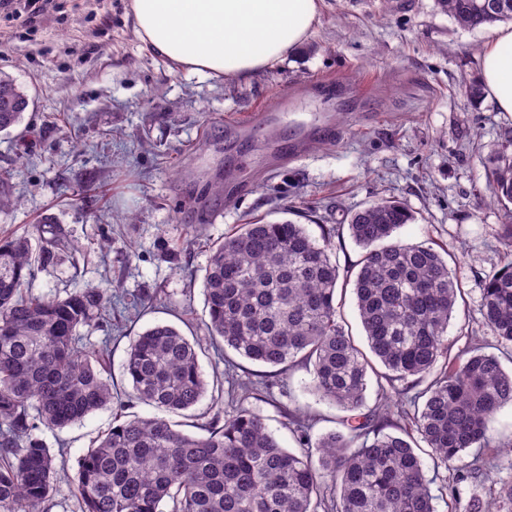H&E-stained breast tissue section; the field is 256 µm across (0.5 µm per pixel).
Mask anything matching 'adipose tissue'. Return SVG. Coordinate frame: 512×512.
Returning a JSON list of instances; mask_svg holds the SVG:
<instances>
[{
	"instance_id": "1",
	"label": "adipose tissue",
	"mask_w": 512,
	"mask_h": 512,
	"mask_svg": "<svg viewBox=\"0 0 512 512\" xmlns=\"http://www.w3.org/2000/svg\"><path fill=\"white\" fill-rule=\"evenodd\" d=\"M321 0H130L141 42L176 69L243 80L274 67L319 22ZM480 80L498 111L512 114V26L494 30Z\"/></svg>"
}]
</instances>
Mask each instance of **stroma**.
<instances>
[{
  "instance_id": "35a3bbf8",
  "label": "stroma",
  "mask_w": 512,
  "mask_h": 512,
  "mask_svg": "<svg viewBox=\"0 0 512 512\" xmlns=\"http://www.w3.org/2000/svg\"><path fill=\"white\" fill-rule=\"evenodd\" d=\"M128 0L49 12L0 52V71L25 89L30 104L20 126L0 133V194L17 207L0 213V235L28 236L40 247L44 218L78 246L39 266L33 294L54 296L89 286L112 290V321L92 328L88 343L108 345L121 393L131 390L122 365L132 335L157 323L199 335L207 318L202 278L205 240H219L254 219L291 220L320 236L325 224L393 197L415 214L397 236L448 247L449 266L464 289L448 327L455 347L466 329L497 351L482 326L484 278L512 264L502 240L503 211L488 198L487 165L512 140V114L489 96L470 99L491 28L465 30L434 0H323L307 41L283 62L244 81L177 71L137 37ZM277 107L273 136L244 141L227 124ZM324 125L337 135L316 137ZM302 156L284 158L278 145L302 133ZM207 213L208 223L197 220ZM225 411L240 405L267 417L281 445L298 444L277 408L235 388L266 367L207 347L206 380L225 359ZM304 367L284 381L281 401L316 407L312 437L336 429V409L317 402ZM114 407L63 430H42L48 447L67 449L50 512H77L71 495L76 460L112 424ZM479 484L434 502L436 512H474L512 480V406L496 415Z\"/></svg>"
}]
</instances>
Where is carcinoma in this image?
<instances>
[{
	"instance_id": "cac0c4a2",
	"label": "carcinoma",
	"mask_w": 512,
	"mask_h": 512,
	"mask_svg": "<svg viewBox=\"0 0 512 512\" xmlns=\"http://www.w3.org/2000/svg\"><path fill=\"white\" fill-rule=\"evenodd\" d=\"M464 29L512 22V0H435ZM27 94L0 72V133L18 125ZM487 188L504 214L503 240L512 247V150L491 159ZM415 220L394 198H381L349 215L348 231L363 253L355 275H340L326 224L316 239L303 224L236 225L209 247L202 279L208 320L204 338L189 340L157 324L133 337L123 372L131 396L172 412L189 411L208 382L198 360L202 341L283 377L309 369L319 400L346 412L341 431L311 443L319 415L279 406L284 425L302 446L279 444L261 412L240 407L213 415L204 436L185 434L163 418H122L91 441L76 460L79 512H436L429 467L408 437L390 432L398 417L429 448L433 466L450 467L474 448L466 469L444 489L486 475L482 449L498 411L512 404V373L478 344L452 352L448 325L460 288L444 254L407 243L396 232ZM39 259L25 236L0 237V512H45L60 467L36 436L63 429L115 399L107 346L84 342L81 330L112 311L108 289L87 287L64 297L28 293L35 262L67 247L62 233ZM353 280L356 307L372 357L345 329L336 304L339 277ZM483 326L498 345L512 347V265L483 281ZM381 392L366 405L369 375ZM413 410L402 405L407 394ZM512 506V482L478 512Z\"/></svg>"
}]
</instances>
